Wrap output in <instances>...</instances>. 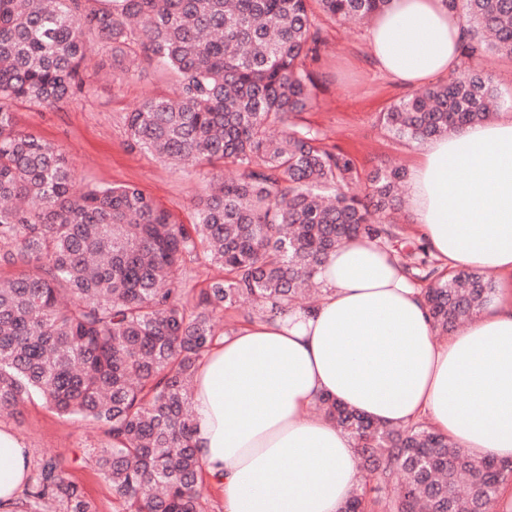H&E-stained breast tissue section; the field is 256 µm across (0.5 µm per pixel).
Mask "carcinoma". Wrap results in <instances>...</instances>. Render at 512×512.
<instances>
[{
    "label": "carcinoma",
    "instance_id": "cac0c4a2",
    "mask_svg": "<svg viewBox=\"0 0 512 512\" xmlns=\"http://www.w3.org/2000/svg\"><path fill=\"white\" fill-rule=\"evenodd\" d=\"M361 23L391 0H0V412L39 395L57 414L97 426L90 457L118 512H207L193 445V377L222 335L220 314L247 301L275 316L317 291L314 276L358 237L400 242L406 272L426 283L433 327L448 333L495 292L481 270L445 275L387 217L405 172L378 166L356 190L353 158L297 123L312 103L325 40L312 2ZM466 30L462 57L512 56V0H448ZM111 53L112 79L140 58L177 77L172 95L125 115L131 143L203 172L191 224L134 184L74 191L54 144L16 122L20 103L90 98L87 43ZM499 104L488 73L465 70L393 103L382 123L408 142L488 122ZM224 277L187 287L188 265ZM355 441L369 481L341 512H497L512 462L477 458L425 422L389 426L321 397ZM25 512H96L51 455L34 464Z\"/></svg>",
    "mask_w": 512,
    "mask_h": 512
}]
</instances>
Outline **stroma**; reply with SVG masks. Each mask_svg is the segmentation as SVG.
Listing matches in <instances>:
<instances>
[{"label":"stroma","mask_w":512,"mask_h":512,"mask_svg":"<svg viewBox=\"0 0 512 512\" xmlns=\"http://www.w3.org/2000/svg\"><path fill=\"white\" fill-rule=\"evenodd\" d=\"M318 22L327 44L312 65L313 102L301 113V124L319 130L328 146L350 154L360 175L380 164L410 168L419 157L420 144L394 138L380 121L381 112L407 96L408 88L369 63L367 25L342 24L323 15ZM85 66L98 86L95 97L54 108L18 105L19 126L63 151L78 186L131 183L177 222H193V205L204 189L200 169H176L131 146L124 125L126 112L143 97L173 92L174 76L146 61L139 76L121 85L113 83L108 76L110 54L98 45ZM0 422L25 440L32 459L55 456L97 512H115L112 487L88 458L90 449L104 442L99 429L58 415L37 399L28 402L20 415L1 416Z\"/></svg>","instance_id":"obj_1"}]
</instances>
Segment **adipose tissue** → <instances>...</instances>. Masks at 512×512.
<instances>
[{"mask_svg":"<svg viewBox=\"0 0 512 512\" xmlns=\"http://www.w3.org/2000/svg\"><path fill=\"white\" fill-rule=\"evenodd\" d=\"M464 36L448 0H391L368 45L380 72L413 87L456 70ZM407 180L442 268L493 270L499 292L435 341L422 286L390 247L357 239L318 268V304L218 340L194 374L193 444L224 512H340L357 456L348 434L310 415L323 395L389 425L426 420L472 455L512 461V113L429 139ZM30 474L26 442L0 424V512H15Z\"/></svg>","mask_w":512,"mask_h":512,"instance_id":"adipose-tissue-1","label":"adipose tissue"}]
</instances>
